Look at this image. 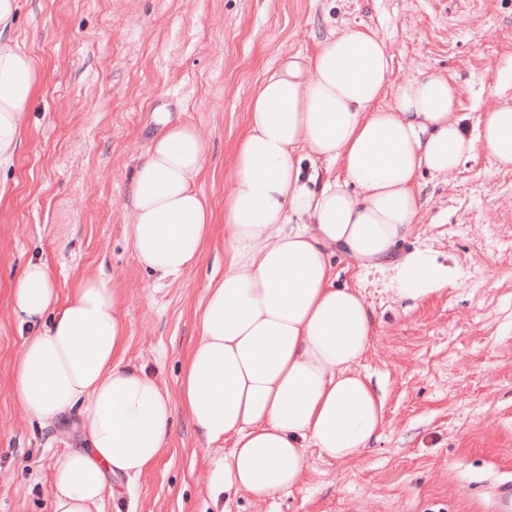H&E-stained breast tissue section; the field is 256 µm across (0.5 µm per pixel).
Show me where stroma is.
Instances as JSON below:
<instances>
[{"mask_svg": "<svg viewBox=\"0 0 512 512\" xmlns=\"http://www.w3.org/2000/svg\"><path fill=\"white\" fill-rule=\"evenodd\" d=\"M8 37L39 82L12 161L0 167V512H50L56 458L77 432L27 416L11 390L30 328L9 284L46 262L60 290L105 271L125 291V358L169 392L197 339L206 284L224 271V196L256 87L306 63L341 29L391 48L392 84L429 71L461 89L467 130L512 103V0H18ZM189 123L211 152L198 189L214 208L202 260L153 286L124 237L135 167L164 124ZM424 207L398 253L455 267L447 288L400 299L381 273L341 256L376 336L360 371L385 395L379 438L361 459L306 452L303 483L267 499L210 495L206 447L183 410L162 456L136 479L108 477L102 512H482L490 480L512 481V170L483 148L445 178L421 174Z\"/></svg>", "mask_w": 512, "mask_h": 512, "instance_id": "stroma-1", "label": "stroma"}]
</instances>
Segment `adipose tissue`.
<instances>
[{
  "label": "adipose tissue",
  "mask_w": 512,
  "mask_h": 512,
  "mask_svg": "<svg viewBox=\"0 0 512 512\" xmlns=\"http://www.w3.org/2000/svg\"><path fill=\"white\" fill-rule=\"evenodd\" d=\"M391 63L384 40L347 29L254 91L224 197V272L206 286L177 394L126 361L125 294L113 278L85 276L63 293L48 264L31 261L13 279L11 311L36 332L15 360L12 392L41 424L74 417L85 444L57 458L51 512H100L107 475L151 469L178 407L206 445L230 441L208 473L209 489L227 495L292 490L310 448L341 463L368 452L384 401L358 365L375 314L359 289L337 285L332 255L392 272L398 296L438 292L453 267L394 251L416 230L418 174L452 173L479 143L497 168H512V104L480 113L468 135L448 77L395 86ZM38 80L31 57L0 41V164L17 150ZM210 151L197 127L173 124L136 169L125 238L154 281L195 266L212 237L197 188Z\"/></svg>",
  "instance_id": "ef3b65f1"
}]
</instances>
